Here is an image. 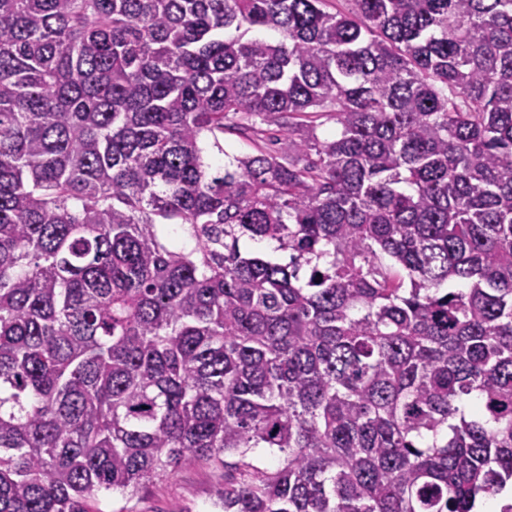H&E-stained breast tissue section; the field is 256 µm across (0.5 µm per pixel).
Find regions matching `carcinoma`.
<instances>
[{"mask_svg": "<svg viewBox=\"0 0 512 512\" xmlns=\"http://www.w3.org/2000/svg\"><path fill=\"white\" fill-rule=\"evenodd\" d=\"M329 2L0 0V512L512 484V0ZM264 128L268 130L265 139L263 141H255L254 143L248 140L240 139L234 135H224V149L235 154H255L257 153L256 149H258L259 147H262L263 149L273 147L270 144L268 137L272 135L280 137L278 128L275 125L264 126ZM224 464L195 461L179 466L168 477L142 485L131 498L119 491L99 497L100 512H224Z\"/></svg>", "mask_w": 512, "mask_h": 512, "instance_id": "cac0c4a2", "label": "carcinoma"}]
</instances>
